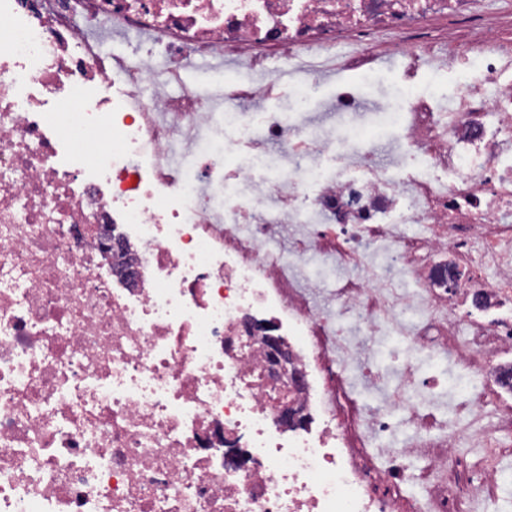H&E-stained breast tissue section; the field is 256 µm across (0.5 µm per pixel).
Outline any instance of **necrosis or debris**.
Instances as JSON below:
<instances>
[{"instance_id":"4bbe7bcc","label":"necrosis or debris","mask_w":512,"mask_h":512,"mask_svg":"<svg viewBox=\"0 0 512 512\" xmlns=\"http://www.w3.org/2000/svg\"><path fill=\"white\" fill-rule=\"evenodd\" d=\"M132 36L138 54L107 51ZM344 41L354 50L341 60ZM387 54L407 79L380 94ZM189 55L253 72L275 56L297 107L268 108L271 83L224 72L223 105L172 96ZM328 59L338 77L314 123ZM424 71L453 76L447 111L418 92ZM379 124L396 128L382 146L362 135ZM212 128L279 145L288 162L275 178L257 157L225 175L229 142ZM179 147L191 161H176ZM276 224L304 225L299 251L274 249ZM408 224L426 235L407 237ZM103 225L128 244L137 287L116 279ZM327 239L339 317L373 336H440L456 402L413 399L409 361L392 409L356 408L349 425L323 393L331 378L270 384L245 320L304 351L332 335L338 357L351 352L287 294ZM381 249L396 266H377ZM508 357L512 37L479 0H0V512H394L423 420L443 432L444 465L461 440L501 446L512 412L496 427L483 416L512 398L498 368ZM285 393L303 427L280 425ZM354 428L384 440L387 469L362 468ZM472 470L462 493H431L433 512L498 493L495 459Z\"/></svg>"}]
</instances>
